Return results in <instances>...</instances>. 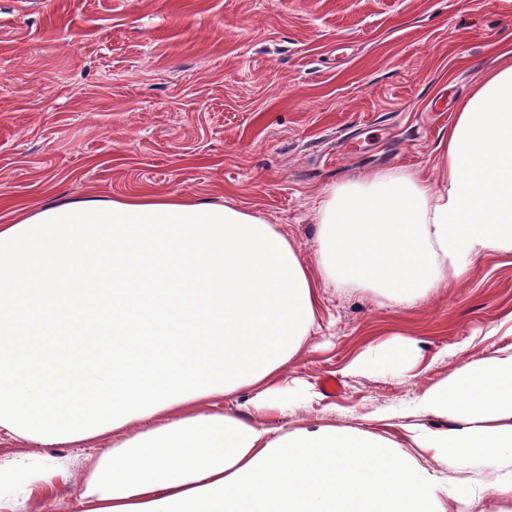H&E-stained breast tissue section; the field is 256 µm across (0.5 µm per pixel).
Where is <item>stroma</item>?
<instances>
[{
	"label": "stroma",
	"mask_w": 512,
	"mask_h": 512,
	"mask_svg": "<svg viewBox=\"0 0 512 512\" xmlns=\"http://www.w3.org/2000/svg\"><path fill=\"white\" fill-rule=\"evenodd\" d=\"M504 64L512 0H0V224L180 193L259 213L311 266L325 189L388 167L438 178L459 101ZM400 338L417 342L410 363L350 371ZM510 345L512 254L409 303L323 285L315 330L272 377L298 396L266 421L368 429L433 471L411 430L448 421L415 395ZM442 477L447 512H512L482 461Z\"/></svg>",
	"instance_id": "obj_1"
}]
</instances>
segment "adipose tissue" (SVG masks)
I'll list each match as a JSON object with an SVG mask.
<instances>
[{"label":"adipose tissue","instance_id":"ef3b65f1","mask_svg":"<svg viewBox=\"0 0 512 512\" xmlns=\"http://www.w3.org/2000/svg\"><path fill=\"white\" fill-rule=\"evenodd\" d=\"M438 166L328 187L312 269L262 215L174 193L1 224L0 433L37 450L0 458V512L70 479L48 448L108 433L63 512H447V483L387 437L263 423L291 396L266 381L316 327L320 283L410 302L512 254V66L461 101ZM245 388L251 418L221 409ZM415 403L449 421L417 447L446 469L485 461L512 497V346Z\"/></svg>","mask_w":512,"mask_h":512}]
</instances>
